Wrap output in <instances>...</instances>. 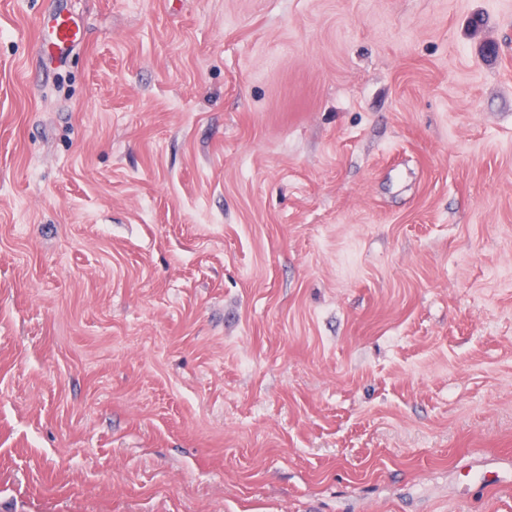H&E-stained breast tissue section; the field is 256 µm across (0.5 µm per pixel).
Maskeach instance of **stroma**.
Wrapping results in <instances>:
<instances>
[{"instance_id":"stroma-1","label":"stroma","mask_w":512,"mask_h":512,"mask_svg":"<svg viewBox=\"0 0 512 512\" xmlns=\"http://www.w3.org/2000/svg\"><path fill=\"white\" fill-rule=\"evenodd\" d=\"M499 476L512 0H0V512H512ZM49 39L50 42L47 46L45 37L39 34L35 45L40 56L50 46H52L55 54L62 56L79 42V29L72 15L67 10L59 8L53 15Z\"/></svg>"}]
</instances>
